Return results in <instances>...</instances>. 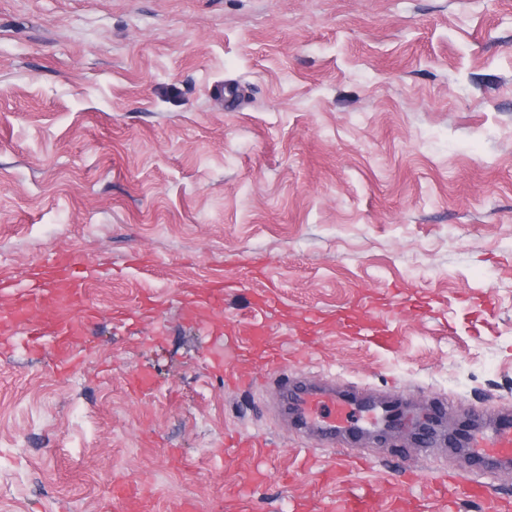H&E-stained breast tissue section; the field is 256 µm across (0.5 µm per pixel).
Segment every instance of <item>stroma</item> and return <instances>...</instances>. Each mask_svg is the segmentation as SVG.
<instances>
[{"instance_id": "35a3bbf8", "label": "stroma", "mask_w": 512, "mask_h": 512, "mask_svg": "<svg viewBox=\"0 0 512 512\" xmlns=\"http://www.w3.org/2000/svg\"><path fill=\"white\" fill-rule=\"evenodd\" d=\"M81 255L99 311L60 351L0 293V512H441L455 471L412 438L438 403L512 413V0H0V273ZM230 281L223 307L208 283ZM289 379L402 398L407 428L333 446ZM374 313L393 345L347 334ZM256 441L248 453L227 436ZM264 325L257 324L252 329L250 336L248 337V345L252 346L256 343H263L271 352L272 356V375L275 380H278L281 376L277 375L283 364V354L280 353L279 347L274 339H270L269 336H261L259 332L263 330Z\"/></svg>"}]
</instances>
